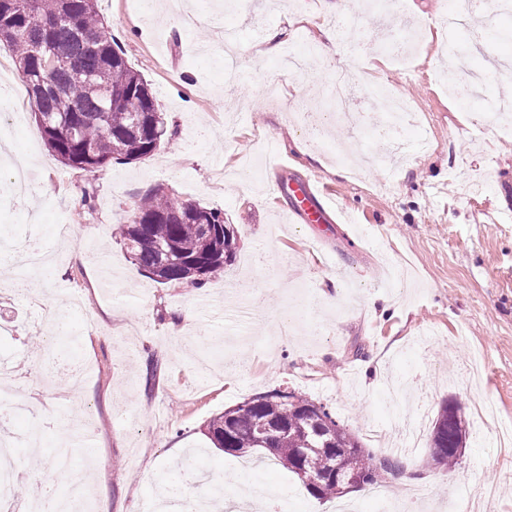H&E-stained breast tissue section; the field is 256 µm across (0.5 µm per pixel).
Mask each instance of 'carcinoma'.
<instances>
[{"label":"carcinoma","mask_w":512,"mask_h":512,"mask_svg":"<svg viewBox=\"0 0 512 512\" xmlns=\"http://www.w3.org/2000/svg\"><path fill=\"white\" fill-rule=\"evenodd\" d=\"M0 42L12 51L42 138L62 164L93 173L113 159L144 160L160 146L165 117L148 82L114 43L96 0H0ZM47 50L66 65L45 69ZM120 237L154 281L198 288L231 264L238 231L220 211L158 190L139 202ZM313 403L295 391L258 395L213 417L207 434L221 451L260 450L292 473L322 478L307 489L320 500L336 496L338 477L355 473L375 486L378 470L395 472L391 456L362 447L330 410H311ZM459 411L457 402L446 401L437 412L443 426L431 432L437 468L457 464Z\"/></svg>","instance_id":"1"}]
</instances>
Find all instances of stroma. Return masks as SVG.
<instances>
[{
    "label": "stroma",
    "mask_w": 512,
    "mask_h": 512,
    "mask_svg": "<svg viewBox=\"0 0 512 512\" xmlns=\"http://www.w3.org/2000/svg\"><path fill=\"white\" fill-rule=\"evenodd\" d=\"M200 24L177 13L147 17L140 0H97V8L129 63L148 81L167 135L141 162L113 161L90 173L61 164L41 138L27 87L10 72L9 100L23 114L12 155L34 168L32 194L0 192V228L25 239L42 226L41 245L62 274L0 276V358L24 355L22 387L52 402L58 360H86L92 369L72 400L52 416L17 418L7 433L38 428V449L17 447L29 479L27 495L65 491L50 465L64 445L63 427L92 420L95 435L75 457L92 469L91 512H147L174 475L184 497L200 499L222 477L225 502L244 508L246 481L275 491L288 512H328L298 478L264 453L252 470L206 436L224 409L275 389L303 392L331 408L363 447L392 455L399 472L383 487L414 478L429 493L424 512H459L462 503L496 487L493 512H512V448L497 431L469 424L467 448L450 470L430 467L429 444L413 454L399 436L417 417L434 421L444 400L470 413L474 402L496 408L512 425V128L478 129L512 80L485 81L480 97L448 96L441 69L489 70L512 58L501 40L512 14L488 10L466 27L426 35L413 66L387 64L384 47L404 21H430L457 0H382L379 12L358 10L355 50L345 71L358 97L390 90L405 97L416 119L400 132L406 162L352 165L374 153L373 122L385 110L342 118L325 91L338 64L315 41L334 0H187ZM292 30L307 48L306 66L287 76L276 55L260 56L275 28ZM233 29L241 47L236 85L197 46ZM333 114L331 147L312 150L310 124ZM432 149H420L422 140ZM307 179L328 188L337 209L331 224L290 221L278 185ZM164 187L184 202L223 212L239 244L223 275L191 288L153 281L127 253L117 232L140 197ZM72 222L65 240L52 234ZM50 304L80 328L77 349L48 342L50 327L33 323V303ZM197 308L195 323L181 312ZM50 344V353L40 345ZM387 437L372 444L368 431Z\"/></svg>",
    "instance_id": "1"
}]
</instances>
